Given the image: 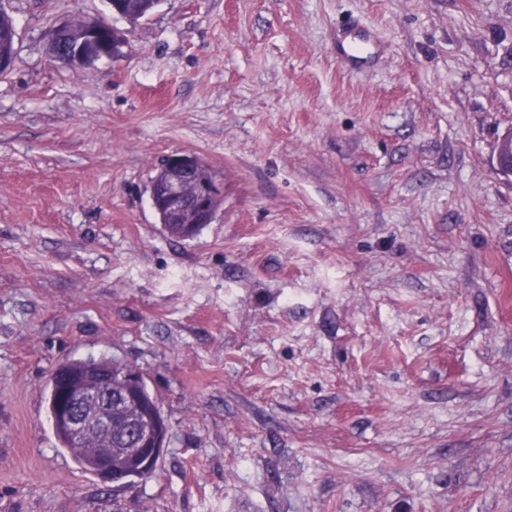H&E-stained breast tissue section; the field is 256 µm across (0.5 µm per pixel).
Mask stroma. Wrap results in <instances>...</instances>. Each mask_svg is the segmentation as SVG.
Here are the masks:
<instances>
[{
	"label": "stroma",
	"instance_id": "1",
	"mask_svg": "<svg viewBox=\"0 0 512 512\" xmlns=\"http://www.w3.org/2000/svg\"><path fill=\"white\" fill-rule=\"evenodd\" d=\"M0 4V512H512V0ZM94 17L118 56L55 61ZM173 153L223 187L186 241L149 196ZM101 356L169 428L116 489L47 411ZM15 25L12 17L1 7L0 4V55L11 57L9 64L0 58V71L4 72L10 69L12 57L15 53ZM336 57L349 67L366 66L376 54V43L370 28L358 23L347 25L342 34L336 38Z\"/></svg>",
	"mask_w": 512,
	"mask_h": 512
}]
</instances>
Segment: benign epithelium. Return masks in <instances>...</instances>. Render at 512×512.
<instances>
[{"label": "benign epithelium", "instance_id": "obj_1", "mask_svg": "<svg viewBox=\"0 0 512 512\" xmlns=\"http://www.w3.org/2000/svg\"><path fill=\"white\" fill-rule=\"evenodd\" d=\"M102 32L100 20L89 21L88 26L81 29V37L66 48L64 56L75 66L100 59L94 42ZM496 166L502 173L512 176V131L498 141ZM149 196L164 228L177 226L185 233L211 223L221 202L216 176L207 172L206 165L198 158L188 155L170 156L159 166L151 181ZM60 373L63 378L61 399L66 404L64 417L77 444L90 438L110 439L112 431L123 428L122 447L96 449L98 477L118 486L112 480L114 454L142 459L143 474L151 475L152 463L162 454L167 439L159 434L156 419L140 418L135 413L140 372L135 369L128 372L130 387L115 395L101 391L112 379L110 368H90L78 384L70 382L67 369H61Z\"/></svg>", "mask_w": 512, "mask_h": 512}]
</instances>
